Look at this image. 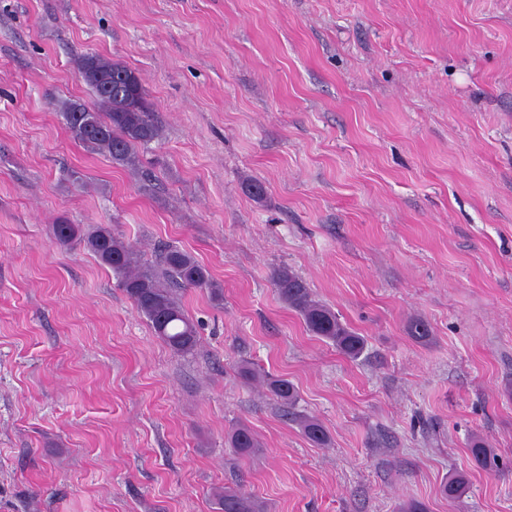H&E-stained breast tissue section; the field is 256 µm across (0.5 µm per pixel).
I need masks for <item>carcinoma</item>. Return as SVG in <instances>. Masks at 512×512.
Returning a JSON list of instances; mask_svg holds the SVG:
<instances>
[{
	"instance_id": "1",
	"label": "carcinoma",
	"mask_w": 512,
	"mask_h": 512,
	"mask_svg": "<svg viewBox=\"0 0 512 512\" xmlns=\"http://www.w3.org/2000/svg\"><path fill=\"white\" fill-rule=\"evenodd\" d=\"M78 72L91 90L94 104L87 109L81 103L59 102L68 130L87 149L116 164L136 166L139 163L136 147L158 138L161 130L159 112L148 100L140 78L126 65L93 53L83 56ZM53 235L61 246L82 244L102 265L110 268L118 287L174 355L185 357L195 352L197 329L181 306L175 289L206 290L215 301L222 300V289L193 255L176 246H167L159 256L158 265L148 267L141 264L133 248L108 227L85 232L78 224H55ZM272 283L280 299L299 313L310 333L331 342L351 359L361 356L365 349L364 337L343 324L330 307L315 299L305 280L295 271L286 266L276 269ZM408 334L419 341H427L431 329L425 320L417 318L410 322ZM243 374L251 379H262L283 405L289 408L296 405L298 392L288 379L247 367L243 368ZM299 425L312 443H326L327 433L316 419L302 416ZM229 447L235 454L248 457L260 444L246 425L239 424L230 433ZM470 453L482 470L489 473L498 470L497 455L482 440L472 441ZM465 488L464 477L456 476L444 483L443 493L455 500ZM221 503L224 512H260L259 504L238 489H225Z\"/></svg>"
}]
</instances>
